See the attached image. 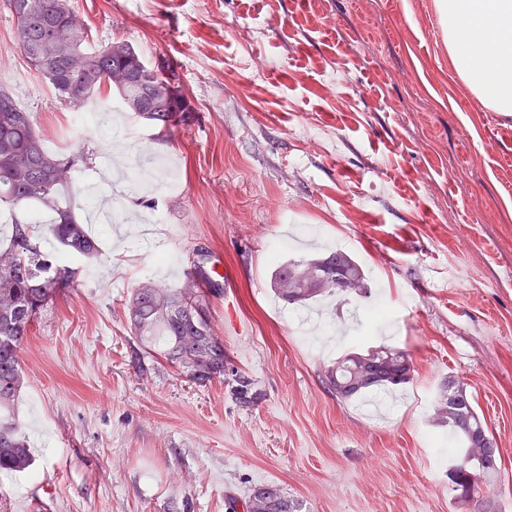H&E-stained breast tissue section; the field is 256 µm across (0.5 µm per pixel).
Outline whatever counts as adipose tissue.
Here are the masks:
<instances>
[{
	"mask_svg": "<svg viewBox=\"0 0 512 512\" xmlns=\"http://www.w3.org/2000/svg\"><path fill=\"white\" fill-rule=\"evenodd\" d=\"M448 50L477 101L512 114V0H439Z\"/></svg>",
	"mask_w": 512,
	"mask_h": 512,
	"instance_id": "ef3b65f1",
	"label": "adipose tissue"
}]
</instances>
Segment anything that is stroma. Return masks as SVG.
I'll list each match as a JSON object with an SVG mask.
<instances>
[{"mask_svg": "<svg viewBox=\"0 0 512 512\" xmlns=\"http://www.w3.org/2000/svg\"><path fill=\"white\" fill-rule=\"evenodd\" d=\"M89 46L133 43L175 75L192 109L166 131L128 115L77 128L17 48L0 0V88L44 139L80 148L74 212L93 184L131 221L91 224L102 256L31 326L15 415L33 465L0 483V512H229L276 484L305 512H466L431 442L444 377L464 383L501 450L489 494L512 512V117L474 99L448 52L438 0H74ZM139 184L102 178L103 142ZM353 254L365 295L309 307L275 298L273 259L298 237ZM217 260L233 270L211 301L230 363L263 398L233 401L143 351L126 300L155 275ZM388 311L374 322L375 301ZM378 343L415 368L380 415L338 399L336 357Z\"/></svg>", "mask_w": 512, "mask_h": 512, "instance_id": "obj_1", "label": "stroma"}]
</instances>
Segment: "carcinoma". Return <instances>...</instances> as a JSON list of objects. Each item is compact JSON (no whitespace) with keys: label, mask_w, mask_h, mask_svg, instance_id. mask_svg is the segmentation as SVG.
<instances>
[{"label":"carcinoma","mask_w":512,"mask_h":512,"mask_svg":"<svg viewBox=\"0 0 512 512\" xmlns=\"http://www.w3.org/2000/svg\"><path fill=\"white\" fill-rule=\"evenodd\" d=\"M18 46L29 65L49 81L55 96L81 108L104 87L117 93L126 111L165 130L187 124L192 108L175 78L150 65L132 43L117 40L85 46L84 25L69 0H7ZM80 155L53 153L30 112L0 90V214L11 225L8 245L0 248V470L23 472L32 457L25 433L11 414L23 384L21 345L40 312L79 274L71 259L94 260L98 240L64 199L78 173ZM46 217L36 222L33 215ZM271 288L291 304L325 294L347 297L368 287L359 261L342 249L288 258L270 275ZM220 288H202L197 276L169 286L146 279L133 288L128 316L138 342L155 351L176 371L204 383L224 376V341L210 317L211 299ZM410 354L391 345H372L336 359L326 381L336 397L350 400L378 389L405 388L414 380ZM231 395L251 405L261 398L252 380L232 374ZM435 426L448 430L449 490L454 502L472 512H496L484 492L499 473L500 449L473 398L453 376L441 384L433 412ZM301 512L297 500L277 485L254 489L230 512Z\"/></svg>","instance_id":"1"}]
</instances>
